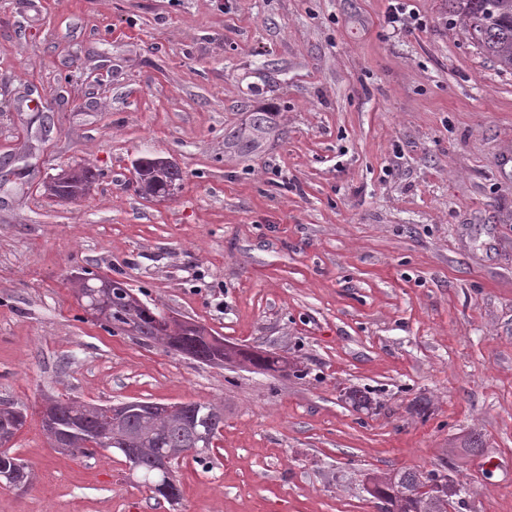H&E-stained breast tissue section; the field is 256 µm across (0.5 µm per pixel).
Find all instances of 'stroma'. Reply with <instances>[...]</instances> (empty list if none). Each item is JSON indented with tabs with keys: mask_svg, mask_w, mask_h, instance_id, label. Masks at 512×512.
I'll return each instance as SVG.
<instances>
[{
	"mask_svg": "<svg viewBox=\"0 0 512 512\" xmlns=\"http://www.w3.org/2000/svg\"><path fill=\"white\" fill-rule=\"evenodd\" d=\"M407 5L421 26L388 0H0V404L33 472L0 512H384L374 476L433 469L453 512H512V72L446 0ZM154 156L183 173L161 203L131 176ZM77 165L90 194L46 197ZM84 270L299 371L109 331ZM49 397L224 427L171 504L116 449L52 448Z\"/></svg>",
	"mask_w": 512,
	"mask_h": 512,
	"instance_id": "obj_1",
	"label": "stroma"
}]
</instances>
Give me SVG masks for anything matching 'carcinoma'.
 Masks as SVG:
<instances>
[{
    "instance_id": "obj_1",
    "label": "carcinoma",
    "mask_w": 512,
    "mask_h": 512,
    "mask_svg": "<svg viewBox=\"0 0 512 512\" xmlns=\"http://www.w3.org/2000/svg\"><path fill=\"white\" fill-rule=\"evenodd\" d=\"M448 14L462 27L471 42L501 69L512 71V0H448ZM183 181L179 169L168 168L165 179L148 184L153 194L163 195L169 182ZM161 311L144 306L133 313L122 302L112 298L111 328L121 332L136 324L139 337L159 341L167 347L190 355L194 342L186 339L179 346L156 333L155 317ZM62 429L77 432L89 439L103 436L100 446L116 448L123 452L129 471L138 482L154 493L163 480L154 467V457L165 454L172 448L209 449L224 427V412L221 408L205 402L183 403L184 410L170 412L163 404L149 410L141 409L125 428H114L112 406L74 404L59 402ZM128 448L139 452L130 454ZM33 478L30 466L18 457L0 451V480L10 486L20 485ZM447 478L441 470L425 474L403 470L392 475L375 478L376 491L384 498L387 512H448L456 504L452 500L444 503L423 491L430 483Z\"/></svg>"
}]
</instances>
